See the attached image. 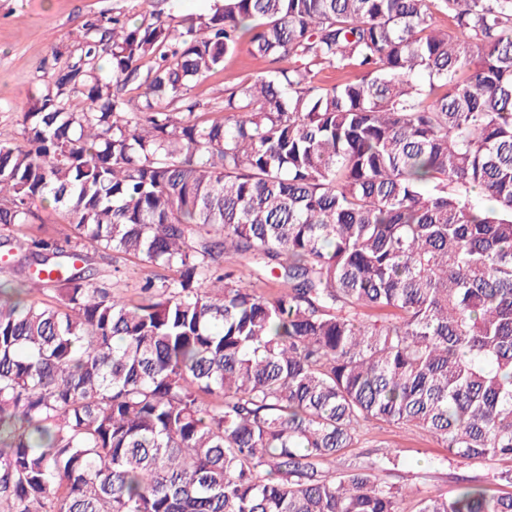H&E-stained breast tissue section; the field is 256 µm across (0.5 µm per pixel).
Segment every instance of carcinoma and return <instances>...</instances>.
I'll return each instance as SVG.
<instances>
[{
	"label": "carcinoma",
	"instance_id": "carcinoma-1",
	"mask_svg": "<svg viewBox=\"0 0 512 512\" xmlns=\"http://www.w3.org/2000/svg\"><path fill=\"white\" fill-rule=\"evenodd\" d=\"M96 29L0 140V253L25 271L0 286L4 512H405L376 475L397 451L334 467L372 421L512 459V0H215ZM244 44L269 67L216 116L194 88ZM44 203L65 240L19 239ZM89 247L171 275L115 297ZM171 13L175 16L205 14L210 11L213 0H168Z\"/></svg>",
	"mask_w": 512,
	"mask_h": 512
}]
</instances>
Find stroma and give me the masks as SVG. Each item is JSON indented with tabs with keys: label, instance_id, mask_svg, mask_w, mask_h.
<instances>
[{
	"label": "stroma",
	"instance_id": "stroma-1",
	"mask_svg": "<svg viewBox=\"0 0 512 512\" xmlns=\"http://www.w3.org/2000/svg\"><path fill=\"white\" fill-rule=\"evenodd\" d=\"M120 11L128 23L140 21V0H0V139L18 140L21 112L31 105L37 89L55 73L77 62L82 54L81 34L99 20ZM258 60L239 51L226 60L223 71L201 79L194 93L203 103L222 107L224 90L259 68ZM95 278L108 284L114 295L136 296L146 277L157 268L128 258L91 253ZM399 451L403 464L378 472L386 485L407 490V512L424 495H444L458 480L495 484L498 472L512 467L508 460L463 462L449 458L440 441L417 428L383 422L368 429L349 457L367 459L380 450Z\"/></svg>",
	"mask_w": 512,
	"mask_h": 512
}]
</instances>
